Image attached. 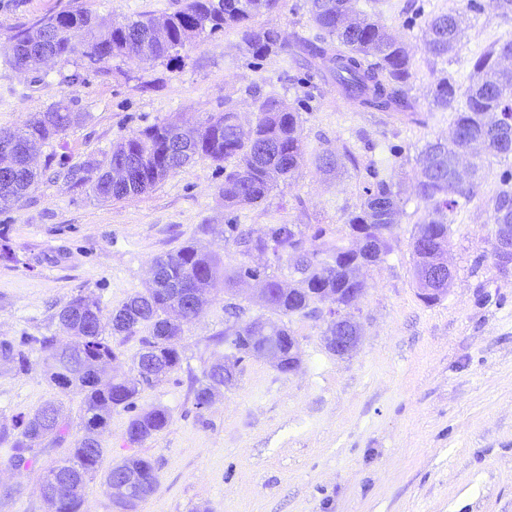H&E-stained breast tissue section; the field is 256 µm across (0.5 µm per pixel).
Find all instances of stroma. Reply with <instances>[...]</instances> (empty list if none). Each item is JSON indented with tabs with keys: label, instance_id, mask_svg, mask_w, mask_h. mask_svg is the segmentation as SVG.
Masks as SVG:
<instances>
[{
	"label": "stroma",
	"instance_id": "obj_1",
	"mask_svg": "<svg viewBox=\"0 0 512 512\" xmlns=\"http://www.w3.org/2000/svg\"><path fill=\"white\" fill-rule=\"evenodd\" d=\"M69 2L0 0V129L22 127L66 97L80 115L41 147L37 185L0 208V340L67 342L57 314L72 297L96 298L112 311L147 287L157 256L190 242L226 271L245 264L286 272L285 258L273 251L241 254L230 225L259 232L297 224L310 248L316 228L343 226L374 177L389 181L400 200L390 252L361 271L367 288L353 310L362 328L357 349L344 357L328 351L329 303L287 316L300 367L284 373L267 358L243 357L221 396L199 411L191 382L236 353L226 329L274 316L259 298V282L228 289L219 279L209 288L202 314L175 340L180 367L135 400L140 411L166 407L170 426L132 444L131 413L119 409L98 435L102 469L134 455L152 460L158 485L138 512H512V277L490 255L486 205L512 174V158L485 157L479 196L450 213L454 277L440 301L421 298L410 246L427 209L416 195V158L426 142L447 140L455 119L454 111L433 107L432 88L445 76L466 89L484 50L512 39V18L490 0L472 9L467 0H356L357 11L413 49L411 94L419 109L412 122L355 106L328 68L295 50L298 40L321 37L308 0H282L278 10L253 18L290 47L262 59L227 29L187 44L176 66L122 56L97 65L78 56L42 74L8 65L3 51L12 37ZM82 4L98 21L122 24L142 13H172L181 0ZM449 13L462 17L461 39L437 60L426 54L422 31L428 18ZM259 93L299 113L304 158L261 203L225 208L231 159H195L141 196L93 194L97 165L117 142L156 123L194 124L227 109L253 124ZM326 148L355 161L322 174L315 158ZM30 357L34 368L26 374L0 364V421L55 401L69 435L61 445H36L20 470L10 442H0V487L14 489L0 495V512H51L42 478L83 433L81 396L46 381L39 349Z\"/></svg>",
	"mask_w": 512,
	"mask_h": 512
}]
</instances>
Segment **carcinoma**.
<instances>
[{"instance_id": "1", "label": "carcinoma", "mask_w": 512, "mask_h": 512, "mask_svg": "<svg viewBox=\"0 0 512 512\" xmlns=\"http://www.w3.org/2000/svg\"><path fill=\"white\" fill-rule=\"evenodd\" d=\"M280 0H183L180 9L166 15H142L123 28L99 23L90 11L70 6L44 17L19 32L7 48V61L15 67L29 65L38 54L50 49L60 56V64L68 65L75 56L96 58L106 63L117 56L131 57L140 53L141 44L150 36L158 22L167 27L169 40L152 44L146 62L159 60L169 63L183 61L180 55L188 43L206 34L214 36L226 28H235L241 44L254 57L288 50L274 28L256 27L251 20L258 14L278 9ZM310 19L324 34L320 43H298L312 58L327 64L336 84L350 99L361 106L381 111L398 112L415 117L417 101L408 92L411 72V50L408 44L394 38L384 26L370 18L360 17L353 0H310ZM85 30L87 42H73L72 32ZM424 46L427 53L441 58L451 52L460 36L459 20L450 14L435 15L425 22ZM512 48V41L493 44L474 64L472 83L463 93L464 105L458 109L457 88L447 77L437 79L432 91L433 105L455 110L454 127L458 136L448 143L428 142L419 153L416 189L425 201L436 206L417 227L419 235L415 267H423L448 248L451 224L448 213L480 193L482 155L507 159L512 155V130L499 123V117L512 116V70L497 68L498 57ZM258 117L254 125L245 128L237 123L234 112L226 110L205 119L206 128L187 135L173 124H153L112 146L106 165L123 157L142 161L130 182L117 188L107 175L101 174L92 186L93 193L103 199H124L142 195L155 187L170 173L182 167L178 151L185 146L191 158L207 157L214 162L236 159L233 170L224 176V206L235 208L262 202L278 182L290 177L300 166L299 116L274 96L256 99ZM80 114L69 106L57 103L38 113L25 128L10 132L11 150L23 152L28 144H44L60 137L78 121ZM469 139L486 144L483 153L473 156L471 169L475 182L459 187L448 178L457 155ZM319 169L332 172L341 167V158L326 148L316 159ZM37 181V172L18 160L12 182H0V199L17 203ZM493 224L512 225V182L503 178L502 187L488 201ZM399 210L397 195L390 183L378 180L365 188L360 207L348 216L349 233L327 235L318 228L312 235L318 245L309 250L304 246V234L292 224H274L255 233L231 228L240 252L271 249L286 256L288 266L299 278L286 284L274 275L265 279L272 294L269 309L284 316L309 313L318 299H341L349 302L366 287L353 277L352 266L376 265L390 251L387 235L392 233ZM161 278L144 291L129 297L119 308L104 314L100 302L78 295L64 305L59 314L70 317L71 340L60 344L52 337L37 340L41 351V368L48 383L63 393L82 396V425L87 435L75 441L74 447L48 477L57 497L56 512H85L87 483L99 472L103 448L98 440L88 437L106 428L112 412L130 409L143 386H152L181 364L180 351L169 341L179 328L167 319L168 311L185 308V319L200 316L203 307L189 304V293L201 285H209L217 273L218 262L209 253L190 243L175 252L158 256ZM149 328L142 339V349L135 358L137 375L133 378L103 380L106 367L117 358L109 336L131 335L140 327ZM110 335H105V331ZM232 344L240 354H248L250 337L276 336L283 353L282 371L296 361L294 342L285 324L270 319H254L231 330ZM0 362L18 373L26 374L33 363L26 343L0 341ZM224 364L211 366L206 380L194 389V405L203 410L224 387ZM56 414L51 421L42 415ZM60 409L53 403L40 407L32 415L0 424V440L14 434L12 449L14 466L28 463L25 453L30 441L47 439L53 444L65 441L68 424L58 417ZM172 422L170 412L155 406L132 417L126 430L131 443H142ZM122 473L133 476L138 502L145 501L157 486V474L152 462L145 457H130L114 464L104 475L103 485L112 492L113 479Z\"/></svg>"}]
</instances>
